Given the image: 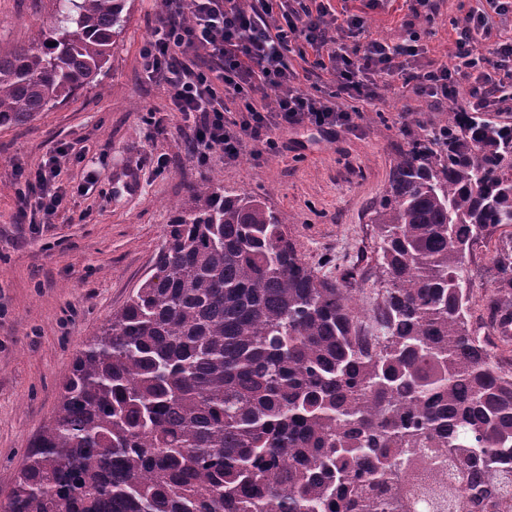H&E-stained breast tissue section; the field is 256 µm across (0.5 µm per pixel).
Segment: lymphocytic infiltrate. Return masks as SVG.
<instances>
[{
	"label": "lymphocytic infiltrate",
	"mask_w": 512,
	"mask_h": 512,
	"mask_svg": "<svg viewBox=\"0 0 512 512\" xmlns=\"http://www.w3.org/2000/svg\"><path fill=\"white\" fill-rule=\"evenodd\" d=\"M274 0H162V17L140 53V66L150 80L166 90L171 111L190 123L191 149L199 163L211 152L236 160L245 141L256 143L255 158L277 148L274 129L311 125L323 131L354 128L355 117L371 105L382 74L401 76L421 96L443 104L454 94V77L447 64L416 62L420 33L391 44L372 39L365 44L340 42L342 29H362L357 14L337 21L324 0H295L281 14ZM503 0H477L455 24L453 56L474 71L469 88L470 109H489L512 100V39H498V15ZM481 29L487 44L471 37ZM311 58L310 69L327 74V91H298L300 73L291 56ZM65 146L51 149L25 177L34 195L24 203L42 222L52 223L65 209L67 191L59 183Z\"/></svg>",
	"instance_id": "f902f5d3"
}]
</instances>
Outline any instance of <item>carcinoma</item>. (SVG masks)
<instances>
[{
	"label": "carcinoma",
	"mask_w": 512,
	"mask_h": 512,
	"mask_svg": "<svg viewBox=\"0 0 512 512\" xmlns=\"http://www.w3.org/2000/svg\"><path fill=\"white\" fill-rule=\"evenodd\" d=\"M35 46L0 47V125L90 84L127 0H58ZM395 159L373 213L383 288L318 274L286 214L211 179L164 230L155 272L82 343L4 512H423L396 487L451 467L453 512H512V235L490 321L465 265L512 225V126L452 112Z\"/></svg>",
	"instance_id": "1"
}]
</instances>
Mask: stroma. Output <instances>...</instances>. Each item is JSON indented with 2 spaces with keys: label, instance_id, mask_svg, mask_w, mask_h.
<instances>
[{
  "label": "stroma",
  "instance_id": "1",
  "mask_svg": "<svg viewBox=\"0 0 512 512\" xmlns=\"http://www.w3.org/2000/svg\"><path fill=\"white\" fill-rule=\"evenodd\" d=\"M365 3L330 0L363 16L373 38L397 44L415 28L420 62L448 63L452 24L473 0H439L431 23L412 17L405 0L371 9ZM160 7L161 0H130L125 27L94 82L27 122L0 126V507L32 439L58 407L79 343L153 274L163 229L191 187L212 177L228 192L284 212L306 262L337 277L353 273L358 304L368 311L381 286L373 209L391 165L412 140L466 109L468 79L439 106L385 75L379 100L355 129L284 126L273 133L278 153L257 161L246 152L230 162L216 151L202 167L176 122L144 119L146 109L167 106L163 88L140 67ZM55 13L56 0H0V47L38 43ZM63 143L79 155L61 175L74 195L54 223H32L20 212L15 170L34 169ZM499 237L484 234L467 262L471 312L482 320Z\"/></svg>",
  "mask_w": 512,
  "mask_h": 512
}]
</instances>
